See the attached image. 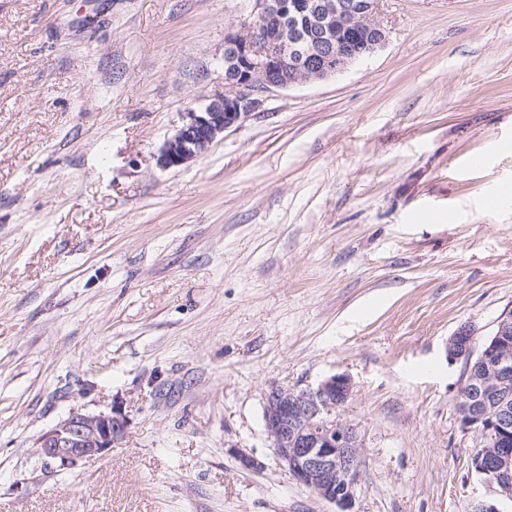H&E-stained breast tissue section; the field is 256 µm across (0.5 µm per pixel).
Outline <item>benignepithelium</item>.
<instances>
[{
	"instance_id": "7a95c632",
	"label": "benign epithelium",
	"mask_w": 512,
	"mask_h": 512,
	"mask_svg": "<svg viewBox=\"0 0 512 512\" xmlns=\"http://www.w3.org/2000/svg\"><path fill=\"white\" fill-rule=\"evenodd\" d=\"M248 15L224 33V94L183 115L182 126L161 149L163 169L182 166L205 154L224 131L263 105L261 94L330 79L382 48L388 39L380 25L365 26L379 0H248ZM295 22L284 30L282 18ZM266 36L248 34L250 20ZM484 365L466 374L458 390L461 426L490 439L473 458L475 472L491 485L512 480V411L504 397L512 386V310L499 317L495 332L473 353L472 332L464 327L450 337L448 357H473ZM352 391L345 374L315 387H273L265 396L264 428L270 447L293 479L337 512H352L360 476L355 430L336 417ZM129 418L116 403L108 411H73L38 437L34 454L57 471H74L106 456L126 438ZM492 456L494 466H485Z\"/></svg>"
}]
</instances>
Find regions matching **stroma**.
<instances>
[{
    "instance_id": "35a3bbf8",
    "label": "stroma",
    "mask_w": 512,
    "mask_h": 512,
    "mask_svg": "<svg viewBox=\"0 0 512 512\" xmlns=\"http://www.w3.org/2000/svg\"><path fill=\"white\" fill-rule=\"evenodd\" d=\"M247 7L0 0V512H336L263 422L271 387L334 374L353 512H512L448 357L512 308V0H380L384 47L160 168ZM115 403L106 457L35 456ZM129 425L116 403L109 411H73L41 433L34 454L56 471H74L121 444Z\"/></svg>"
}]
</instances>
